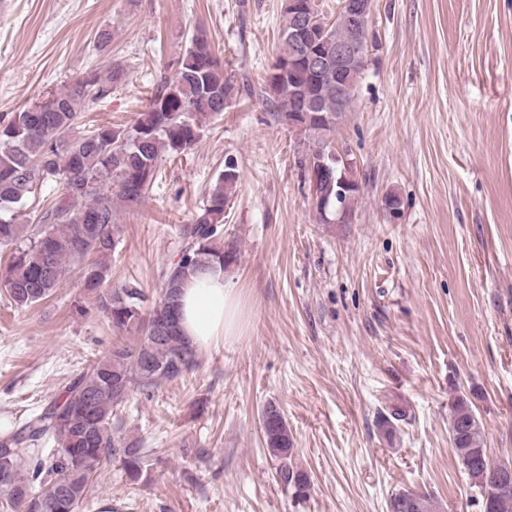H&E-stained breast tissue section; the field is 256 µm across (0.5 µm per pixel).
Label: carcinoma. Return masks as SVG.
I'll list each match as a JSON object with an SVG mask.
<instances>
[{"mask_svg": "<svg viewBox=\"0 0 512 512\" xmlns=\"http://www.w3.org/2000/svg\"><path fill=\"white\" fill-rule=\"evenodd\" d=\"M292 24L283 11L281 50L258 96L278 121L301 129L304 142L328 154L336 149L343 117L336 113V78L308 71L288 38ZM349 34V22L341 15L325 38L334 43ZM106 92L91 72L0 122V246L12 250L0 288L10 304L23 310L47 300L76 264L82 266L83 287L94 296L92 309L112 330L142 333L139 342L112 346L108 355L72 377L22 428L0 426V506L10 512H79L98 469L112 459L130 480L141 478V441L116 437L112 421L131 391L148 397L161 383L194 369L198 353L179 326L181 288L198 271L216 265L225 270L240 256L238 243L224 240V209L238 181L235 167L228 165L206 203L182 228L185 245L166 268L159 298L146 307L147 296L137 284L110 286L108 259L118 245L114 201L140 200L156 178L161 152L192 148L204 120L235 104L238 90L200 32L192 36L175 75L157 84L135 119L77 134L80 107ZM317 97L320 112L311 107ZM330 167L332 178L320 182L317 198L327 206L340 205L347 216L360 192L355 169ZM51 181L62 186L65 198L32 223L27 203ZM341 181L352 188L338 199ZM260 424L277 464L276 481L305 497L310 476L292 462L293 436L279 406L265 405ZM449 432L464 473L482 497L483 512H512V482L505 484L502 477L512 472V460L491 457L483 426L464 396L449 407ZM390 512H436V507L428 495L402 491L392 495Z\"/></svg>", "mask_w": 512, "mask_h": 512, "instance_id": "1", "label": "carcinoma"}]
</instances>
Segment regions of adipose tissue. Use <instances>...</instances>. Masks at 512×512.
<instances>
[{
  "instance_id": "ef3b65f1",
  "label": "adipose tissue",
  "mask_w": 512,
  "mask_h": 512,
  "mask_svg": "<svg viewBox=\"0 0 512 512\" xmlns=\"http://www.w3.org/2000/svg\"><path fill=\"white\" fill-rule=\"evenodd\" d=\"M180 327L196 350L234 335L239 326L240 306L222 269L192 276L180 297Z\"/></svg>"
}]
</instances>
